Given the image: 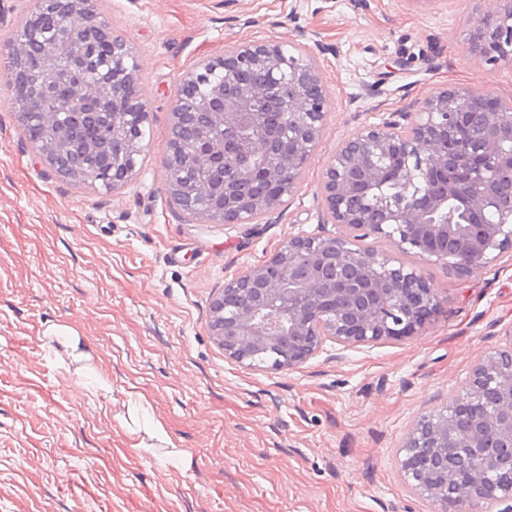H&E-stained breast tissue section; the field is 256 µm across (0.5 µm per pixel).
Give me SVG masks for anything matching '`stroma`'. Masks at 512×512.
<instances>
[{
    "label": "stroma",
    "instance_id": "stroma-1",
    "mask_svg": "<svg viewBox=\"0 0 512 512\" xmlns=\"http://www.w3.org/2000/svg\"><path fill=\"white\" fill-rule=\"evenodd\" d=\"M32 5L0 0V512H433L402 475V445L422 414L465 397L476 361L512 331V251L466 279L403 255L440 300L419 333L329 341L290 372L226 358L207 315L215 291L289 238L337 232L319 187L341 139L450 86L512 95V67L472 59L488 0H100L150 111V152L115 191L58 175L6 104L7 36ZM259 39L314 60L320 143L271 214L187 219L159 163L179 78ZM51 323L94 346L95 373L49 347ZM132 393L169 444L134 447Z\"/></svg>",
    "mask_w": 512,
    "mask_h": 512
}]
</instances>
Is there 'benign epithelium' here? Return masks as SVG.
Segmentation results:
<instances>
[{
	"label": "benign epithelium",
	"mask_w": 512,
	"mask_h": 512,
	"mask_svg": "<svg viewBox=\"0 0 512 512\" xmlns=\"http://www.w3.org/2000/svg\"><path fill=\"white\" fill-rule=\"evenodd\" d=\"M92 0H34L27 16L32 41L12 56L39 47L37 22L54 9L52 41L41 48V88L60 77L63 65L86 54L88 38L97 31L112 39V54L123 57L131 46L98 11ZM283 47L253 41L206 57L185 71L171 105L169 140L183 144L182 154L165 151L164 171L181 162L203 173L194 183H167L173 201L183 207L215 193L223 196L215 213L219 224H241L242 215H266L281 203L262 185L278 184L283 193L298 188L303 168L316 150L326 116V91L313 61L284 68ZM472 52L480 64L512 67V0H491V10L473 24ZM252 65L261 78L242 88L233 77ZM224 71V82L200 96L194 114L185 109L198 70ZM138 86V71L126 73L123 85L104 80L78 83L69 99L42 109L36 97L30 107L41 110L47 138L39 147L45 162L70 145L73 124L109 109L111 102ZM491 92L469 87L440 90L417 104L416 119L367 124L345 139L323 171L321 197L326 222L345 231L330 236L297 235L265 263L249 268L219 289L208 313L210 334L224 356L246 366L256 357L273 356L275 369L300 368L331 338L346 346L415 336L439 307L438 296L420 271L395 256L361 250L366 236L388 240L401 253L413 252L457 276L468 278L487 268L498 254L512 250V205L502 209L493 185L512 180V96H495L498 107L476 117L490 131L484 142L489 167L476 179L453 181L450 170L472 165L469 146L458 140L460 116ZM125 132V119L112 113L104 140ZM403 162L400 201L367 210L355 200L349 175L355 170L368 183L384 179L382 162ZM112 188L131 180L136 167L113 163ZM497 210L496 224L475 228L455 220V211ZM444 242L456 249L439 248ZM461 448H483L512 464V331L504 343L484 355L473 368L467 397L448 401L422 415L408 433L400 467L412 487L429 497L436 512H482L490 472L465 456ZM443 461L448 487L437 485L434 463Z\"/></svg>",
	"instance_id": "7a95c632"
}]
</instances>
